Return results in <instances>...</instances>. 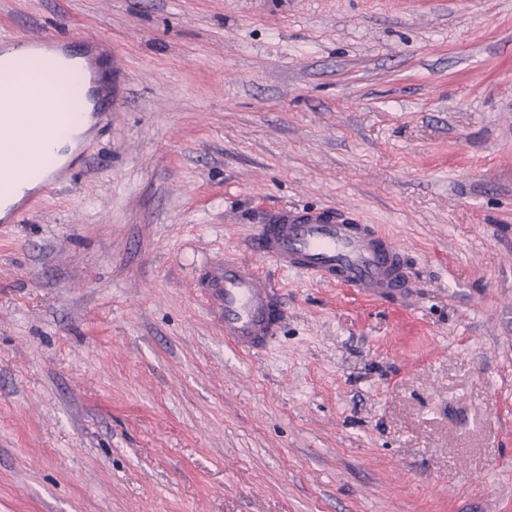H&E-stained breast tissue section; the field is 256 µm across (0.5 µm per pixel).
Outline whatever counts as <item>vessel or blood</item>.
Instances as JSON below:
<instances>
[{"instance_id": "vessel-or-blood-1", "label": "vessel or blood", "mask_w": 512, "mask_h": 512, "mask_svg": "<svg viewBox=\"0 0 512 512\" xmlns=\"http://www.w3.org/2000/svg\"><path fill=\"white\" fill-rule=\"evenodd\" d=\"M252 244L285 272L304 273L358 294L412 302L416 281L405 253L351 213L288 208L255 225ZM207 301L224 323V340L249 353L279 336L288 312L277 290L248 263L225 258L203 277Z\"/></svg>"}]
</instances>
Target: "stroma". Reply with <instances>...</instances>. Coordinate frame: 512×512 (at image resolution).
<instances>
[{
    "instance_id": "obj_1",
    "label": "stroma",
    "mask_w": 512,
    "mask_h": 512,
    "mask_svg": "<svg viewBox=\"0 0 512 512\" xmlns=\"http://www.w3.org/2000/svg\"><path fill=\"white\" fill-rule=\"evenodd\" d=\"M112 97L0 222V512H512V0H0ZM338 208L412 303L279 271L251 227ZM230 256L288 321L240 353ZM203 283L207 302L224 323V341L240 352L269 345L287 323L288 312L277 290L249 263L226 256L206 269Z\"/></svg>"
}]
</instances>
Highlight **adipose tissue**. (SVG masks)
I'll return each mask as SVG.
<instances>
[{
    "instance_id": "adipose-tissue-1",
    "label": "adipose tissue",
    "mask_w": 512,
    "mask_h": 512,
    "mask_svg": "<svg viewBox=\"0 0 512 512\" xmlns=\"http://www.w3.org/2000/svg\"><path fill=\"white\" fill-rule=\"evenodd\" d=\"M25 51L12 46L0 49V151L16 162L0 170V217L27 191L42 183L37 169L42 156H64L89 125V116L71 114L61 86L47 88L44 73H63L69 68L86 69L83 58H71L57 50L41 52L36 69L26 67Z\"/></svg>"
}]
</instances>
